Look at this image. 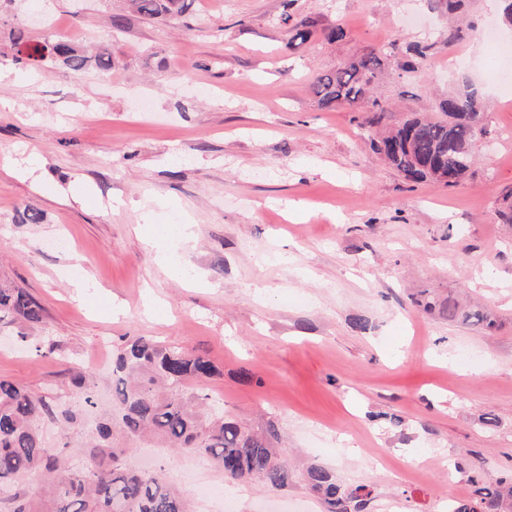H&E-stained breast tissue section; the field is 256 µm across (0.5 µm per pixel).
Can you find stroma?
I'll return each instance as SVG.
<instances>
[{
  "label": "stroma",
  "instance_id": "stroma-1",
  "mask_svg": "<svg viewBox=\"0 0 512 512\" xmlns=\"http://www.w3.org/2000/svg\"><path fill=\"white\" fill-rule=\"evenodd\" d=\"M287 13L308 22L309 41L292 40ZM29 15L27 0H0V69L29 76L0 82V281L44 319L0 327V378L71 406L79 366L105 400L113 351L146 336L209 359L205 390L226 415L275 422L289 456L367 486L365 512H448L474 497L475 474L512 479V224L498 216L512 187V81L488 70L512 61V31L486 0L468 2L461 66L431 0H191L154 21L127 0H43L40 22ZM336 27L343 38L327 41ZM19 30L32 44L108 49L114 67L24 69ZM395 43L432 49L401 76ZM371 52L388 123L437 115L465 82L487 100L463 183L407 180L370 149L366 105L319 104L315 78ZM32 154L51 189L22 176ZM77 179L84 201L54 196ZM159 200L168 263L136 229ZM27 205L40 223L23 221ZM297 208L305 220L289 219ZM63 237L69 248H55ZM84 273L95 285L76 291ZM451 297L490 308L496 329L448 321L438 305ZM21 331L34 347L14 342ZM94 421L41 429L76 466ZM154 464L195 512H322L303 486L231 485L196 455L159 448Z\"/></svg>",
  "mask_w": 512,
  "mask_h": 512
}]
</instances>
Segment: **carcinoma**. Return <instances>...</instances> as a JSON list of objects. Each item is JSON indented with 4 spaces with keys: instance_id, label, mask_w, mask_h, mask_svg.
I'll return each instance as SVG.
<instances>
[{
    "instance_id": "1",
    "label": "carcinoma",
    "mask_w": 512,
    "mask_h": 512,
    "mask_svg": "<svg viewBox=\"0 0 512 512\" xmlns=\"http://www.w3.org/2000/svg\"><path fill=\"white\" fill-rule=\"evenodd\" d=\"M146 18L182 14L185 0H130ZM465 0H434V8L448 13L445 43L452 47L467 41L473 26L453 16ZM433 45L410 44L397 67L413 72ZM28 60L52 58L73 71L112 69V53L94 55L67 41L46 40L26 45ZM381 60L373 55L346 62L320 75L315 94L324 107L353 105L368 99ZM443 117L407 118L403 126L371 136L370 147L396 170L416 161L423 169L413 180L443 183L436 172L453 171L452 188L469 174L475 159L474 128L483 120V105L475 94L448 96L440 104ZM443 312L451 322L496 326L482 307H461L448 302ZM22 321L30 326L43 320V309L20 288L0 287V323ZM216 373L213 363L183 349L163 346L144 336L126 337L117 346L112 363V397L99 406L94 389L80 372L72 378L78 389L79 411L99 410L85 442L92 465L73 468L59 448L47 446L40 423L46 419L66 426L77 421L73 410L59 407L27 387L0 379V512H191L188 499L175 490L157 470H133L125 465L129 445L149 441L156 448H173L200 455L224 473L229 484L254 480L272 492L302 483L316 494L323 512H362L370 493L366 487L336 484L329 467L312 463L304 470L292 468L285 449L275 447L279 430L273 424L258 432L239 420L224 416L210 395L188 389ZM46 476L43 487L30 491L23 480L33 474ZM448 512H512V484L486 479L476 498L448 506Z\"/></svg>"
}]
</instances>
